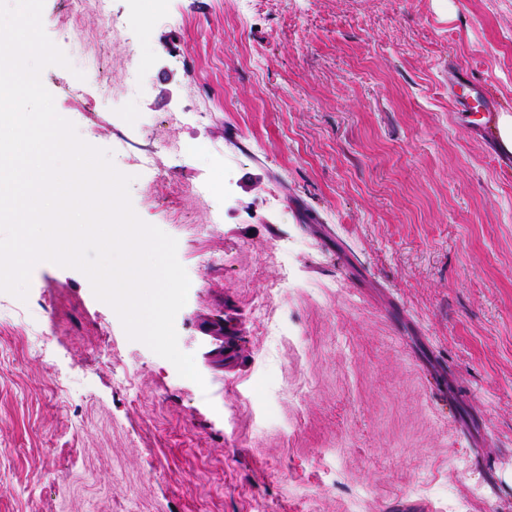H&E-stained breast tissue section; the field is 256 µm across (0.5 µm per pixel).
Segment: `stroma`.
I'll list each match as a JSON object with an SVG mask.
<instances>
[{"mask_svg":"<svg viewBox=\"0 0 512 512\" xmlns=\"http://www.w3.org/2000/svg\"><path fill=\"white\" fill-rule=\"evenodd\" d=\"M106 4L45 0L41 79L177 240L204 382L38 263L0 512H512V168L448 99L454 60L512 114V0Z\"/></svg>","mask_w":512,"mask_h":512,"instance_id":"1","label":"stroma"}]
</instances>
